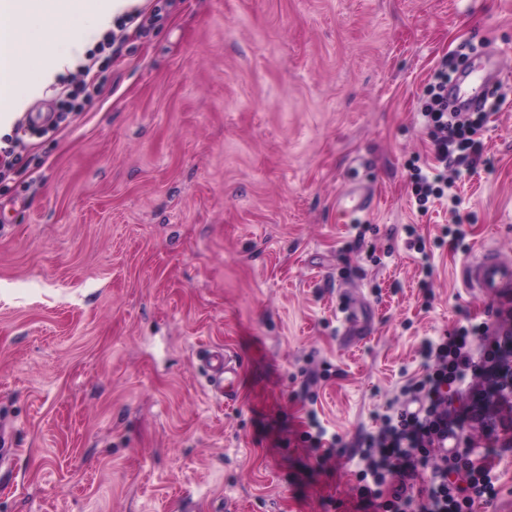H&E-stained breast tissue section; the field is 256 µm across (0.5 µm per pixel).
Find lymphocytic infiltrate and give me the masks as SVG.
<instances>
[{"mask_svg": "<svg viewBox=\"0 0 512 512\" xmlns=\"http://www.w3.org/2000/svg\"><path fill=\"white\" fill-rule=\"evenodd\" d=\"M136 20V14L126 15L117 30ZM117 30L106 31L94 48L87 50L76 73L62 78L48 129H57L68 115L82 112L102 93L110 77ZM448 82V68L440 66L420 112L435 160L431 170L418 168L411 175L415 202L421 209L431 200L450 196L456 181L472 170L474 157L482 152L483 122L501 105L496 95L486 109L458 117L448 109ZM487 329L484 323L470 324L439 340H423L420 353L425 360L424 372L407 379L401 388L406 407L384 415L380 429L368 437L362 452L364 467L358 478L363 512H407L412 497L406 478L417 462L433 465L426 512H472L477 499L497 496V479L491 467L474 464L456 451L436 459L431 456L436 439L453 431L449 390L489 372L497 360L512 354L510 336L481 344Z\"/></svg>", "mask_w": 512, "mask_h": 512, "instance_id": "obj_1", "label": "lymphocytic infiltrate"}]
</instances>
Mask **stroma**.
I'll return each mask as SVG.
<instances>
[{"instance_id": "35a3bbf8", "label": "stroma", "mask_w": 512, "mask_h": 512, "mask_svg": "<svg viewBox=\"0 0 512 512\" xmlns=\"http://www.w3.org/2000/svg\"><path fill=\"white\" fill-rule=\"evenodd\" d=\"M110 81L0 180V512H359L361 443L421 374L422 340L493 319L461 282L512 258V0H147ZM159 17H152V9ZM491 51L505 101L460 203L412 198L443 57ZM373 210L336 221L354 185ZM460 222L424 275L403 225ZM371 322L342 333V307ZM220 346L236 401L198 354ZM316 412L332 459L302 440ZM466 422L512 512V407Z\"/></svg>"}]
</instances>
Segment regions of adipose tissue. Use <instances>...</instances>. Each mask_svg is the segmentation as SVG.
Wrapping results in <instances>:
<instances>
[{"label":"adipose tissue","instance_id":"obj_1","mask_svg":"<svg viewBox=\"0 0 512 512\" xmlns=\"http://www.w3.org/2000/svg\"><path fill=\"white\" fill-rule=\"evenodd\" d=\"M138 0H0V110L23 106L26 86L50 80L83 52L79 32Z\"/></svg>","mask_w":512,"mask_h":512}]
</instances>
